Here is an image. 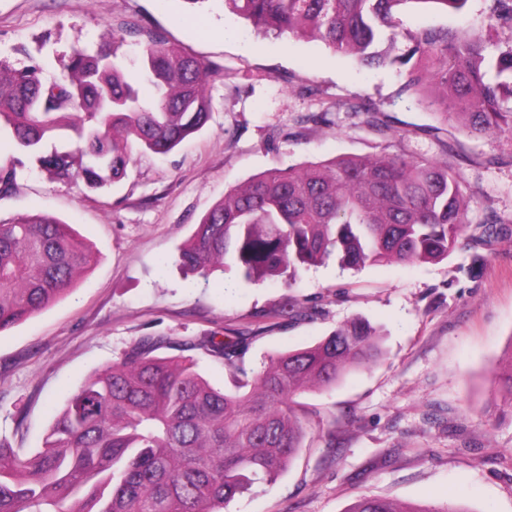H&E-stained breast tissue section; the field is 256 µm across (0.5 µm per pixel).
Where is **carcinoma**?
<instances>
[{"instance_id": "obj_1", "label": "carcinoma", "mask_w": 512, "mask_h": 512, "mask_svg": "<svg viewBox=\"0 0 512 512\" xmlns=\"http://www.w3.org/2000/svg\"><path fill=\"white\" fill-rule=\"evenodd\" d=\"M487 24L508 28L488 44L450 28L423 27L404 53L396 11L430 4L462 11L468 0H224L231 12L279 35L317 38L365 69L411 64L406 87L424 101L443 88L444 121L470 134L512 133V0H489ZM133 60L115 41L74 49L65 72L45 82L31 64L0 61V127L41 171L99 190L120 181L128 144L173 151L209 121L206 86L217 68L159 32L125 24ZM493 230L468 224L448 167L402 156H339L272 168L232 188L178 249L187 273L234 268L248 281L296 280L335 257L345 268L448 257L461 238ZM96 260L71 225L49 214L0 224V332L70 291ZM379 330L352 319L303 348L267 357L251 374L245 337L202 336L221 357L233 390L212 385L191 359L155 355L162 336H142L96 372L56 418L43 446L25 453L0 439V512H222L254 484L289 466L305 432L294 397L330 388L381 356ZM348 512H467L453 505L397 506L363 498Z\"/></svg>"}]
</instances>
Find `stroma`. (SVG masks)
I'll return each mask as SVG.
<instances>
[{
	"instance_id": "1",
	"label": "stroma",
	"mask_w": 512,
	"mask_h": 512,
	"mask_svg": "<svg viewBox=\"0 0 512 512\" xmlns=\"http://www.w3.org/2000/svg\"><path fill=\"white\" fill-rule=\"evenodd\" d=\"M487 5L400 13L396 53L423 27L487 34ZM128 21L217 66L211 117L168 154L133 147L126 176L96 192L31 161L15 165L10 139L0 138V165L16 167L0 222L49 213L98 251L68 295L0 333V439L38 449L85 381L142 336L167 337L164 355L194 359L227 388L222 359L194 348L199 337L243 333L256 372L268 355L362 317L383 333L380 360L302 394L295 458L223 512H348L365 497L512 512V405L503 398L512 376V135H468L405 91L404 68L363 70L322 41L268 33L223 0H0V61H38L50 80L74 47L95 49ZM380 154L447 163L469 224L496 225L498 238L465 237L447 258L413 265L344 271L331 259L292 284L247 282L235 271L206 280L176 265L199 218L234 186L273 167ZM477 254L481 270L467 276ZM289 302L293 315L279 317Z\"/></svg>"
}]
</instances>
